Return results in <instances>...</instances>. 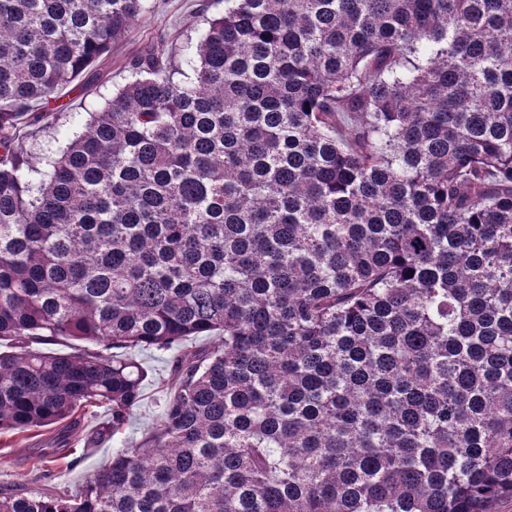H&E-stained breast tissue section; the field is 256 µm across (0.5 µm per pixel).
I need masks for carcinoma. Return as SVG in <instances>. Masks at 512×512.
<instances>
[{
	"mask_svg": "<svg viewBox=\"0 0 512 512\" xmlns=\"http://www.w3.org/2000/svg\"><path fill=\"white\" fill-rule=\"evenodd\" d=\"M152 8L0 0V432L122 435L136 352L178 351L138 443L0 512H495L512 0H224L177 66L45 111ZM41 124L33 125V126H24L22 130L23 142L28 146V153L33 157H41L42 156V145L46 148L47 145L52 149H55V144L48 143L49 138L47 137V133H45L41 129H37Z\"/></svg>",
	"mask_w": 512,
	"mask_h": 512,
	"instance_id": "carcinoma-1",
	"label": "carcinoma"
}]
</instances>
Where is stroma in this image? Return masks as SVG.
Here are the masks:
<instances>
[{"label": "stroma", "instance_id": "obj_1", "mask_svg": "<svg viewBox=\"0 0 512 512\" xmlns=\"http://www.w3.org/2000/svg\"><path fill=\"white\" fill-rule=\"evenodd\" d=\"M153 11L133 21L125 34L95 64L91 75L72 82L63 92L62 102L73 110L91 108L109 97L127 78L128 60L149 46L159 47L168 60H177L179 48L186 35L202 27L205 19L223 10L222 0H152ZM149 369V378L143 388L140 402L134 410L133 424L124 435L95 441L96 430L107 420L105 409L82 416L70 428L69 441L75 467L66 460L38 461L40 446L52 437V430L0 434V485L17 492L50 489L81 484L108 457L114 449L140 440L144 428L157 423L167 399L170 378V354L153 350L141 355Z\"/></svg>", "mask_w": 512, "mask_h": 512}]
</instances>
